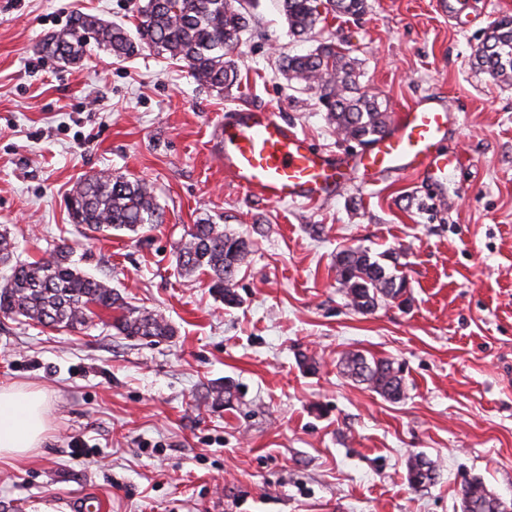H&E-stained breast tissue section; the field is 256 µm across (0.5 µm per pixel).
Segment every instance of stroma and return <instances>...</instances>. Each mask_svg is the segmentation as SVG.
<instances>
[{
    "mask_svg": "<svg viewBox=\"0 0 512 512\" xmlns=\"http://www.w3.org/2000/svg\"><path fill=\"white\" fill-rule=\"evenodd\" d=\"M367 0L295 38L276 0H255L235 48L241 82L200 86L186 65L143 48L89 46L75 63L39 50L84 13L134 29L145 0H0V226L21 259L58 246L88 274L175 328L148 342L100 325L57 330L0 316V384L47 393L40 448L0 461V512H460L480 477L512 499V82L475 53L512 0ZM341 45L365 90L397 113L422 98L457 115L445 174L353 182L316 204H271L224 177L228 111L274 109L316 146L359 152L314 91L288 83L287 55ZM108 171L153 184L164 222L84 233L65 205ZM209 219L253 242L239 306L208 275L177 272L179 240ZM381 255L406 303L361 314L336 284V254ZM403 364L393 402L341 375L342 353ZM233 408L214 404L225 380ZM438 479L412 486L407 461Z\"/></svg>",
    "mask_w": 512,
    "mask_h": 512,
    "instance_id": "obj_1",
    "label": "stroma"
}]
</instances>
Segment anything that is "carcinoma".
Segmentation results:
<instances>
[{
    "mask_svg": "<svg viewBox=\"0 0 512 512\" xmlns=\"http://www.w3.org/2000/svg\"><path fill=\"white\" fill-rule=\"evenodd\" d=\"M289 32L302 37L324 21L322 14L359 16L366 0H277ZM247 0H146L140 10L137 40L124 28L105 24L93 16L76 18L66 29L47 36L41 52L72 63L84 53L88 40L117 57L129 56L139 47L155 48L186 63L201 86L229 89L238 82L239 68L232 57L247 30ZM476 60L493 78L512 76V18L493 23L479 46ZM290 81L318 94L329 120L347 141L370 144L388 126L387 106L361 86L355 58L332 42L319 44L306 55L290 56L283 65ZM67 209L73 223L93 232H137L163 223L154 187L143 180H129L102 172L79 180L72 188ZM252 241L209 221L193 225L176 251L177 268L201 271L210 288L227 307L239 304L235 280L247 263ZM72 247H57L45 261H13L14 244L7 230L0 231V266L10 274L0 281V314L23 317L54 328H82L98 311L116 313L112 327L127 337L164 338L173 326L160 314L129 305L104 279L80 270L71 260ZM336 282L352 309L370 313L381 304L406 293L403 276L386 269L366 250L349 248L336 255ZM341 373L390 401L405 394L403 365L388 358H367L347 352L339 360ZM437 477L434 462L417 454L408 465L412 486L430 484ZM492 491L476 477L462 485V512H492L483 507Z\"/></svg>",
    "mask_w": 512,
    "mask_h": 512,
    "instance_id": "obj_1",
    "label": "carcinoma"
}]
</instances>
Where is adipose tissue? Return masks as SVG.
Masks as SVG:
<instances>
[{
    "instance_id": "adipose-tissue-1",
    "label": "adipose tissue",
    "mask_w": 512,
    "mask_h": 512,
    "mask_svg": "<svg viewBox=\"0 0 512 512\" xmlns=\"http://www.w3.org/2000/svg\"><path fill=\"white\" fill-rule=\"evenodd\" d=\"M47 395L25 386H0V459L40 447L48 430Z\"/></svg>"
}]
</instances>
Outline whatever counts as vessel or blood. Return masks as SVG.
<instances>
[{"label":"vessel or blood","mask_w":512,"mask_h":512,"mask_svg":"<svg viewBox=\"0 0 512 512\" xmlns=\"http://www.w3.org/2000/svg\"><path fill=\"white\" fill-rule=\"evenodd\" d=\"M452 114L424 102L402 111L386 132L355 155L317 149L269 108L234 109L219 132L224 177L267 202L311 203L335 195L339 185L381 172L434 173L461 163L444 141Z\"/></svg>","instance_id":"vessel-or-blood-1"}]
</instances>
